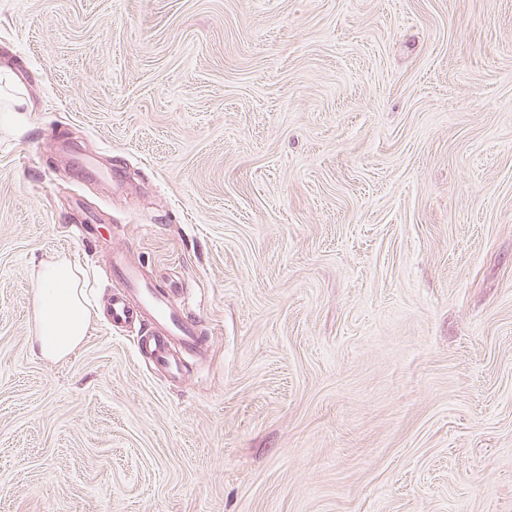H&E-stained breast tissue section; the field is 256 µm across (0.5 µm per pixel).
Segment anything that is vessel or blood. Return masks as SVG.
<instances>
[{"mask_svg":"<svg viewBox=\"0 0 512 512\" xmlns=\"http://www.w3.org/2000/svg\"><path fill=\"white\" fill-rule=\"evenodd\" d=\"M108 266L112 275L120 278L126 286L124 293L112 296L107 303L109 324L117 328L131 325L154 328L149 349L155 365L171 377L180 378L182 362L171 353L169 341L178 339L190 352L205 351L206 342L198 323L174 306L170 291L156 288L146 281L139 266L124 251L113 250Z\"/></svg>","mask_w":512,"mask_h":512,"instance_id":"vessel-or-blood-1","label":"vessel or blood"}]
</instances>
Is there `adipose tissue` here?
I'll list each match as a JSON object with an SVG mask.
<instances>
[{
  "label": "adipose tissue",
  "mask_w": 512,
  "mask_h": 512,
  "mask_svg": "<svg viewBox=\"0 0 512 512\" xmlns=\"http://www.w3.org/2000/svg\"><path fill=\"white\" fill-rule=\"evenodd\" d=\"M33 302L34 345L43 357H63L83 341L90 315L74 264L62 258L45 265L37 276Z\"/></svg>",
  "instance_id": "ef3b65f1"
}]
</instances>
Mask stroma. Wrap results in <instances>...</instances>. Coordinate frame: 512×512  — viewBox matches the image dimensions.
Instances as JSON below:
<instances>
[{
    "label": "stroma",
    "mask_w": 512,
    "mask_h": 512,
    "mask_svg": "<svg viewBox=\"0 0 512 512\" xmlns=\"http://www.w3.org/2000/svg\"><path fill=\"white\" fill-rule=\"evenodd\" d=\"M5 68L0 512H512V0H0ZM115 248L204 333L180 381ZM81 274L68 260L45 265L34 292V346L46 358H61L84 339L89 323Z\"/></svg>",
    "instance_id": "1"
}]
</instances>
